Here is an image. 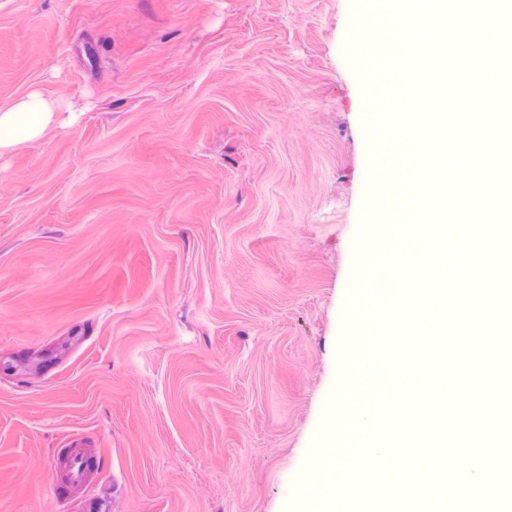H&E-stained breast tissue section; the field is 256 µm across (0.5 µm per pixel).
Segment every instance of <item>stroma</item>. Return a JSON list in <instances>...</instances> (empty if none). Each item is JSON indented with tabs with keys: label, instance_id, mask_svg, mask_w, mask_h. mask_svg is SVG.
Here are the masks:
<instances>
[{
	"label": "stroma",
	"instance_id": "35a3bbf8",
	"mask_svg": "<svg viewBox=\"0 0 512 512\" xmlns=\"http://www.w3.org/2000/svg\"><path fill=\"white\" fill-rule=\"evenodd\" d=\"M376 0H0V512H334ZM388 177L370 183L373 167Z\"/></svg>",
	"mask_w": 512,
	"mask_h": 512
}]
</instances>
